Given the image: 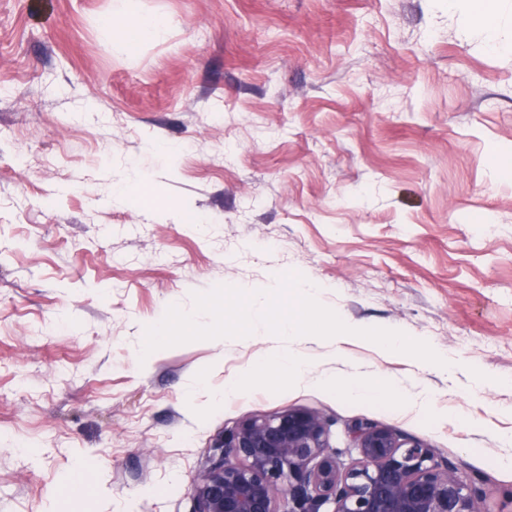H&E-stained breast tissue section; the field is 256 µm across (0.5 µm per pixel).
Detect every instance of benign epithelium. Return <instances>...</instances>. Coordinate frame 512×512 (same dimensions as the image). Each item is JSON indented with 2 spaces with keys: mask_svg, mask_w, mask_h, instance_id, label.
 <instances>
[{
  "mask_svg": "<svg viewBox=\"0 0 512 512\" xmlns=\"http://www.w3.org/2000/svg\"><path fill=\"white\" fill-rule=\"evenodd\" d=\"M354 434L359 457L343 469L319 415L245 419L195 479V512H319L328 500L334 512H481L473 486L432 449L368 423Z\"/></svg>",
  "mask_w": 512,
  "mask_h": 512,
  "instance_id": "1",
  "label": "benign epithelium"
}]
</instances>
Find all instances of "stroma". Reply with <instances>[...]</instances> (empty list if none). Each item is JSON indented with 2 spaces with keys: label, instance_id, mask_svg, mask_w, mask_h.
<instances>
[{
  "label": "stroma",
  "instance_id": "1",
  "mask_svg": "<svg viewBox=\"0 0 512 512\" xmlns=\"http://www.w3.org/2000/svg\"><path fill=\"white\" fill-rule=\"evenodd\" d=\"M1 83L0 512H193L225 430L288 408L341 466L386 427L512 512V0H0ZM288 272L453 372L261 326L142 356L168 306ZM288 350L431 411L261 379L213 404Z\"/></svg>",
  "mask_w": 512,
  "mask_h": 512
}]
</instances>
